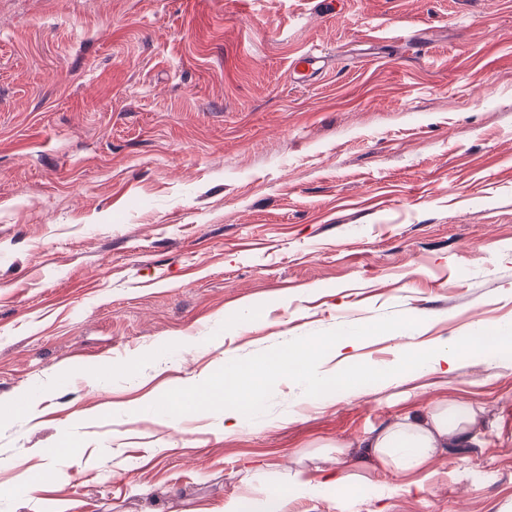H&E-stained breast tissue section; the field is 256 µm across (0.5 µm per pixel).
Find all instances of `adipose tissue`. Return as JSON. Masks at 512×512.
I'll list each match as a JSON object with an SVG mask.
<instances>
[{"label":"adipose tissue","mask_w":512,"mask_h":512,"mask_svg":"<svg viewBox=\"0 0 512 512\" xmlns=\"http://www.w3.org/2000/svg\"><path fill=\"white\" fill-rule=\"evenodd\" d=\"M357 344L358 340L353 336L320 337L281 354L275 368L281 373L310 378L315 375V361L322 354L339 357L356 348ZM489 346L512 348V330L495 328L477 335L468 333L455 337L449 344L429 348H418L406 342L401 344L400 350L406 357L404 371L448 375L459 369L462 354H479ZM231 374L236 382L235 387L220 390L212 385L207 386L190 403L173 401L172 412L177 413L187 407L200 409L220 399L224 402L225 421L239 424L247 404L255 400L253 390L264 372L235 366ZM475 422L474 409L456 402H445L426 414L408 416L369 433L358 441L355 451L363 462L392 472H409L419 469L439 452L466 443ZM311 485V480L297 472L289 475L287 489L229 499L224 504V512H288L289 498L302 494Z\"/></svg>","instance_id":"obj_1"}]
</instances>
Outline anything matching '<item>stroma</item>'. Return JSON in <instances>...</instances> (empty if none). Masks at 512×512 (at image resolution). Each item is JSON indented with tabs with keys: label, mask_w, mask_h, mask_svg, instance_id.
Returning <instances> with one entry per match:
<instances>
[{
	"label": "stroma",
	"mask_w": 512,
	"mask_h": 512,
	"mask_svg": "<svg viewBox=\"0 0 512 512\" xmlns=\"http://www.w3.org/2000/svg\"><path fill=\"white\" fill-rule=\"evenodd\" d=\"M509 324L512 0H0V512H224L299 469L288 512H512V351L387 377L388 329ZM316 336L358 337L320 366L357 394L163 411ZM441 401L480 425L421 470L331 452ZM365 374L361 370H352L348 373H336V375H328L327 378H316V383L321 385L334 384L336 389L343 390L345 393L353 395L357 392L358 386Z\"/></svg>",
	"instance_id": "obj_1"
}]
</instances>
